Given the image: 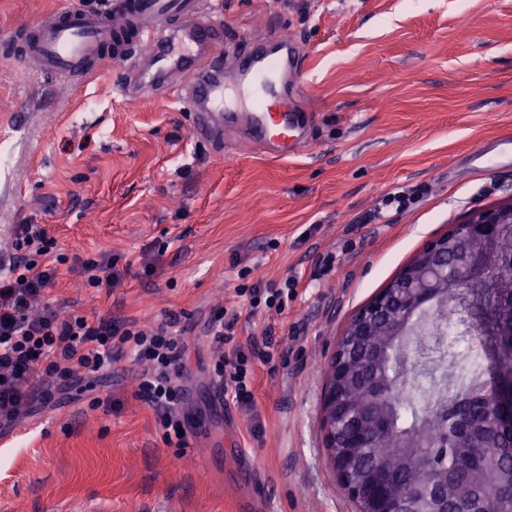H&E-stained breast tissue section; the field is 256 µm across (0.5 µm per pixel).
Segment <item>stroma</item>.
Listing matches in <instances>:
<instances>
[{
    "mask_svg": "<svg viewBox=\"0 0 512 512\" xmlns=\"http://www.w3.org/2000/svg\"><path fill=\"white\" fill-rule=\"evenodd\" d=\"M222 2L225 47L248 31L303 43L306 150L273 159L241 140L219 154L171 97H124L113 65L79 84L37 75L15 34L83 0H0V254L17 225L36 224L64 257L132 261L118 287L66 273L47 299L119 323L174 313L190 344L179 449L137 398L131 358L63 393L37 377L34 396L52 398L0 446V512H356L321 427L339 336L426 243L512 201V165L472 159L512 142V0ZM401 186L425 194L373 221L382 192ZM330 252L335 269L318 276ZM241 265L266 284L300 276L296 299L249 316L234 292ZM232 307L239 341L268 332L279 344L253 363L250 408L211 386L204 326ZM241 450L254 478L235 469Z\"/></svg>",
    "mask_w": 512,
    "mask_h": 512,
    "instance_id": "stroma-1",
    "label": "stroma"
}]
</instances>
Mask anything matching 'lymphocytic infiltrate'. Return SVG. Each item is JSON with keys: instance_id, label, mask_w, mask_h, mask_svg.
Instances as JSON below:
<instances>
[{"instance_id": "obj_1", "label": "lymphocytic infiltrate", "mask_w": 512, "mask_h": 512, "mask_svg": "<svg viewBox=\"0 0 512 512\" xmlns=\"http://www.w3.org/2000/svg\"><path fill=\"white\" fill-rule=\"evenodd\" d=\"M55 242L35 224L19 225L15 251L0 262V431L14 427L31 404V378L38 372L69 382L79 375L101 378L126 355L141 363L138 393L158 413L167 433L183 429L175 416L181 402L177 386L187 371V328L176 316L158 324L131 320L120 324L62 310L47 302V293L61 276L62 260ZM249 268L237 272L238 296L251 309L284 312L297 295L300 279L289 276L275 285L250 281ZM239 316L227 309L212 315L205 326L216 356L211 383L218 395L237 403L254 400L252 358L271 362L278 354L272 337L261 349L239 342Z\"/></svg>"}]
</instances>
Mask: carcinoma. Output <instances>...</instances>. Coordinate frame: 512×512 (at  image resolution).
I'll use <instances>...</instances> for the list:
<instances>
[{
	"instance_id": "1",
	"label": "carcinoma",
	"mask_w": 512,
	"mask_h": 512,
	"mask_svg": "<svg viewBox=\"0 0 512 512\" xmlns=\"http://www.w3.org/2000/svg\"><path fill=\"white\" fill-rule=\"evenodd\" d=\"M485 249L479 239L448 240V272L438 282L440 297L466 307L467 284L453 255L461 250L478 255ZM495 249L512 260V224L504 225ZM494 279L500 315L512 324V266L496 268ZM398 319L396 307L388 306L374 320L369 335L344 346L347 379L340 398L348 419L336 426V444L351 443L355 431L374 439L373 447L351 452L365 461L366 475L387 480L393 493L409 496L428 481L450 509L458 501L476 498L479 512H512V494L500 495L503 489L512 491V434L500 431L494 421L495 382L486 379L493 369L482 356L485 342L478 340L462 357L469 380L420 408L398 396L408 372L406 344L399 336L404 324ZM458 403L466 407L461 423L455 421Z\"/></svg>"
}]
</instances>
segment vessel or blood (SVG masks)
Listing matches in <instances>:
<instances>
[{
	"label": "vessel or blood",
	"instance_id": "1",
	"mask_svg": "<svg viewBox=\"0 0 512 512\" xmlns=\"http://www.w3.org/2000/svg\"><path fill=\"white\" fill-rule=\"evenodd\" d=\"M25 35L36 73L70 80L102 62L118 64L126 98L173 96L191 112L194 138L216 149L235 132L283 159L312 138L303 44L285 34L271 44L245 34L234 67L225 68L219 0H110L46 14Z\"/></svg>",
	"mask_w": 512,
	"mask_h": 512
}]
</instances>
